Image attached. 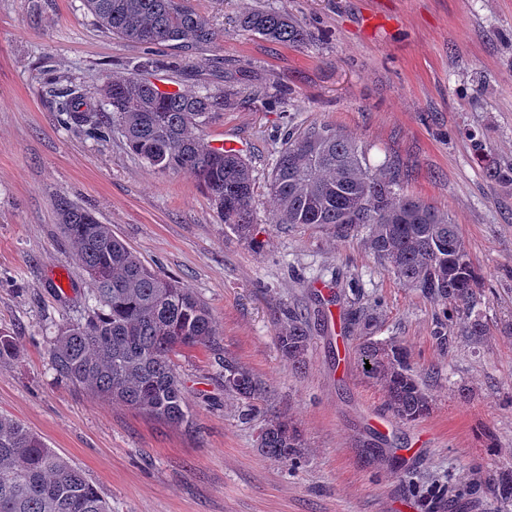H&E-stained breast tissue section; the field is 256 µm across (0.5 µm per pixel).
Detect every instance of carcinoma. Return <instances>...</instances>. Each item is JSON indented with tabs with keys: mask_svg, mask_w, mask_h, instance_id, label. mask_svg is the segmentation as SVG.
Returning a JSON list of instances; mask_svg holds the SVG:
<instances>
[{
	"mask_svg": "<svg viewBox=\"0 0 512 512\" xmlns=\"http://www.w3.org/2000/svg\"><path fill=\"white\" fill-rule=\"evenodd\" d=\"M112 35L143 45L180 41L196 48L213 42L209 21L190 0H85ZM242 26L265 38L301 45L307 31L284 10L244 15ZM101 98L79 88L58 95L64 124L103 136L118 127L129 149L150 167L189 171L208 193L227 227L254 242L252 169L239 153L206 142L199 130L228 100L210 92H161L133 75L102 78ZM278 224H317L341 234L361 232L373 254L405 285L447 309L466 314L467 332L482 336L472 314L481 275L456 226L434 208L401 193L393 166L375 170L366 152L329 124H309L290 134L270 178ZM60 228L93 281L92 314L66 322L50 337L56 375L99 398L128 406L174 427H191L186 388L173 357L208 348L217 336L209 308L171 277L149 268L111 228L63 199ZM277 345L295 367L306 362L311 330L307 317L289 312L277 319ZM17 357L14 337L0 333V363ZM359 361L382 389L388 409L405 421L431 410V400L411 373L403 348L366 340ZM224 391L244 400L261 397L259 380L224 359ZM261 452L297 463L306 447L300 431L280 415L264 421ZM486 490L512 506V467L491 474ZM0 512H112L78 468L16 419L0 414Z\"/></svg>",
	"mask_w": 512,
	"mask_h": 512,
	"instance_id": "1",
	"label": "carcinoma"
}]
</instances>
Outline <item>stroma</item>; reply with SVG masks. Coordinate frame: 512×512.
Segmentation results:
<instances>
[{
    "label": "stroma",
    "mask_w": 512,
    "mask_h": 512,
    "mask_svg": "<svg viewBox=\"0 0 512 512\" xmlns=\"http://www.w3.org/2000/svg\"><path fill=\"white\" fill-rule=\"evenodd\" d=\"M216 37L207 50L153 47L104 29L84 0H0V414L83 471L112 512H425L417 492L475 487L435 512H496L478 493L512 466V0H190ZM286 9L301 45L244 30L252 10ZM138 73L163 91H224L203 135L252 166L253 248L218 216L196 178L150 168L120 131L64 126L52 92L96 96L102 74ZM325 122L393 161L405 193L448 214L481 272L465 336L440 304L403 285L363 234L273 221L269 180L289 130ZM93 210L145 264L210 309L217 350L175 363L191 430L169 427L58 379L48 338L86 318L92 284L58 223L60 198ZM69 282L58 292L57 277ZM311 314L307 363L277 347L274 316ZM394 340L432 400L406 422L358 364L365 338ZM265 388L224 390L222 355ZM253 419H244L247 407ZM286 417L307 446L298 465L262 455L264 418Z\"/></svg>",
    "instance_id": "obj_1"
}]
</instances>
